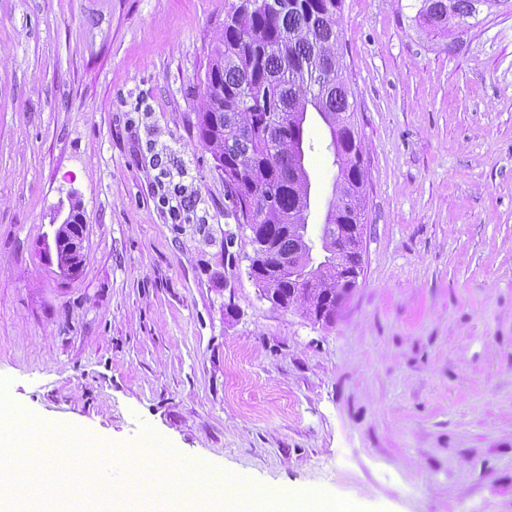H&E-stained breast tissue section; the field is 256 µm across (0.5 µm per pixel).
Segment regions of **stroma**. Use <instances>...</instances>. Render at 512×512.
Masks as SVG:
<instances>
[{"label":"stroma","mask_w":512,"mask_h":512,"mask_svg":"<svg viewBox=\"0 0 512 512\" xmlns=\"http://www.w3.org/2000/svg\"><path fill=\"white\" fill-rule=\"evenodd\" d=\"M230 2L0 0L10 403L119 450L150 428L261 493L512 512V0L444 33L422 0H343L364 271L328 323L262 296L197 136ZM306 141L317 229L338 169L320 119ZM74 217L69 210L55 232V250L59 267L71 276H75L83 262V240L86 224L84 217L73 223Z\"/></svg>","instance_id":"1"}]
</instances>
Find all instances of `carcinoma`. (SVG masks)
<instances>
[{
    "instance_id": "cac0c4a2",
    "label": "carcinoma",
    "mask_w": 512,
    "mask_h": 512,
    "mask_svg": "<svg viewBox=\"0 0 512 512\" xmlns=\"http://www.w3.org/2000/svg\"><path fill=\"white\" fill-rule=\"evenodd\" d=\"M342 0H297L280 11L256 6L235 24H224L206 80L216 83L197 113L200 141L218 161H224V182L233 210L238 197L272 192L275 202L256 213L269 241V255L255 263L253 279L262 289L288 297V303L310 315L313 299L346 295L352 280L336 282V237L343 224L364 217L365 170L350 145L353 93L338 55V15ZM421 16L433 30L448 29V3L423 0ZM294 115L288 129L267 134L275 117ZM328 128L329 148L338 167L322 224V263L331 271L311 291L291 295L308 266L305 227L309 212H300L307 194V169L301 167L299 146L305 144L309 114Z\"/></svg>"
}]
</instances>
